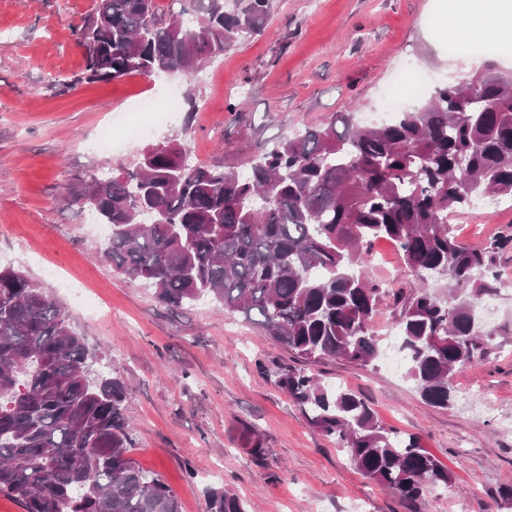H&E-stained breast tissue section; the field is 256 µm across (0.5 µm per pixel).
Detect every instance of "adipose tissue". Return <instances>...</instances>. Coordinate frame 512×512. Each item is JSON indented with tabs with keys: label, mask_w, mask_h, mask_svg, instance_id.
I'll list each match as a JSON object with an SVG mask.
<instances>
[{
	"label": "adipose tissue",
	"mask_w": 512,
	"mask_h": 512,
	"mask_svg": "<svg viewBox=\"0 0 512 512\" xmlns=\"http://www.w3.org/2000/svg\"><path fill=\"white\" fill-rule=\"evenodd\" d=\"M445 33L455 40L512 42V0H461L448 14Z\"/></svg>",
	"instance_id": "obj_1"
}]
</instances>
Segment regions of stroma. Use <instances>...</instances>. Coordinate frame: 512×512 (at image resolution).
I'll use <instances>...</instances> for the list:
<instances>
[{
	"label": "stroma",
	"mask_w": 512,
	"mask_h": 512,
	"mask_svg": "<svg viewBox=\"0 0 512 512\" xmlns=\"http://www.w3.org/2000/svg\"><path fill=\"white\" fill-rule=\"evenodd\" d=\"M456 0H275L262 34L202 74L82 83L74 36L93 0H0V266L24 272L52 297L97 353L128 381L130 455L177 493L182 512H205L207 488L236 494L247 512H512V248L500 253L505 287L488 325L492 349L451 380L452 403L428 405L406 372L382 361L327 360L324 381L367 399L386 427L420 439L453 475L408 502L363 477L334 440L307 422L276 384L293 355L242 315L208 299L171 310L142 281L98 260L107 231L64 202L71 183L133 162L180 136L193 156L238 170L275 143L337 113L372 126L391 87L418 72L431 88L467 77L453 66L443 22ZM180 97L151 135L107 152L111 115L140 97ZM479 247L512 234V207L469 206L449 219ZM402 267L389 241L372 247L368 274L385 286L375 321L395 328ZM262 441L255 457L247 433Z\"/></svg>",
	"instance_id": "obj_1"
}]
</instances>
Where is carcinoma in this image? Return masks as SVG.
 Wrapping results in <instances>:
<instances>
[{"label": "carcinoma", "mask_w": 512, "mask_h": 512, "mask_svg": "<svg viewBox=\"0 0 512 512\" xmlns=\"http://www.w3.org/2000/svg\"><path fill=\"white\" fill-rule=\"evenodd\" d=\"M274 0H94L76 31L79 81L191 76L265 30ZM512 196V72H476L390 123L348 115L288 138L244 172L191 165L182 149L142 150L121 173L68 192L112 225L102 255L169 309L209 296L308 365L378 357L383 285L367 275L378 239L399 250L396 329L422 399L445 408L452 377L486 352L475 301L505 284L498 254L458 240L448 215L474 196ZM97 355L51 297L0 269V494L24 512H180L174 490L130 456L127 383L94 373ZM277 384L363 476L412 502L448 468L385 428L355 393L295 366ZM207 512H245L207 492Z\"/></svg>", "instance_id": "1"}]
</instances>
